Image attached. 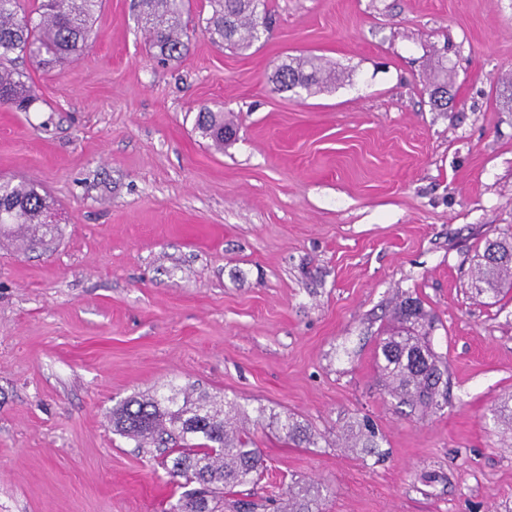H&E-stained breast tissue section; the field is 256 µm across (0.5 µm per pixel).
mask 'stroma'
<instances>
[{
    "instance_id": "obj_1",
    "label": "stroma",
    "mask_w": 512,
    "mask_h": 512,
    "mask_svg": "<svg viewBox=\"0 0 512 512\" xmlns=\"http://www.w3.org/2000/svg\"><path fill=\"white\" fill-rule=\"evenodd\" d=\"M138 2L103 0L76 62L16 59L38 100L0 106V177L56 213L39 245L0 237V512H168L106 412L173 386L241 404L266 468L239 492L264 512L285 480L322 512H512V290L474 288L485 240L512 237V0H268L249 50L199 27L165 65ZM311 55L331 89L274 91ZM206 106L234 141L201 137ZM407 295L435 320L434 412L379 378ZM261 407L316 446L253 427ZM366 417L382 458L350 446ZM279 431L284 435V438L295 444L304 445L305 448H310L316 445L315 433L309 428L308 425L295 420L294 417L288 415L284 420L278 419Z\"/></svg>"
}]
</instances>
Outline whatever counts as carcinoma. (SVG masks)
<instances>
[{
	"label": "carcinoma",
	"instance_id": "1",
	"mask_svg": "<svg viewBox=\"0 0 512 512\" xmlns=\"http://www.w3.org/2000/svg\"><path fill=\"white\" fill-rule=\"evenodd\" d=\"M101 0H0V106L26 112L37 99L35 85L23 79L7 63L12 56H28L45 68L76 61L83 54ZM211 14L205 29L211 41L247 50L258 34V21L268 27L267 0H209ZM140 22L148 34L155 57L169 61L187 49L189 21L184 0H140ZM431 93L432 105L448 108L447 70L440 67ZM332 82L314 58H293L280 64L272 76L278 92L296 88L320 89ZM197 129L217 146L236 136L233 125L224 121L223 111L202 108ZM52 210L49 197L31 181L13 183L0 179V236L25 230L33 240ZM477 279L480 292L494 296L512 288V241L487 240L478 253ZM397 326L380 342L382 362L378 368L390 395L404 404L422 409H440L444 394V372L438 357L425 341L431 327L429 315L419 299L407 297L395 308ZM239 404L218 405L205 397H193L183 388L160 395L132 396L113 407V431L142 446L152 445L163 455L166 473L185 490L170 512H215L214 500L224 490L254 482L264 469L254 434L234 426ZM284 438L306 448L316 445L308 425L290 417L278 420ZM361 451L380 456L378 431L370 421L359 424ZM283 504L276 512H321L320 498L294 483L282 488Z\"/></svg>",
	"mask_w": 512,
	"mask_h": 512
}]
</instances>
